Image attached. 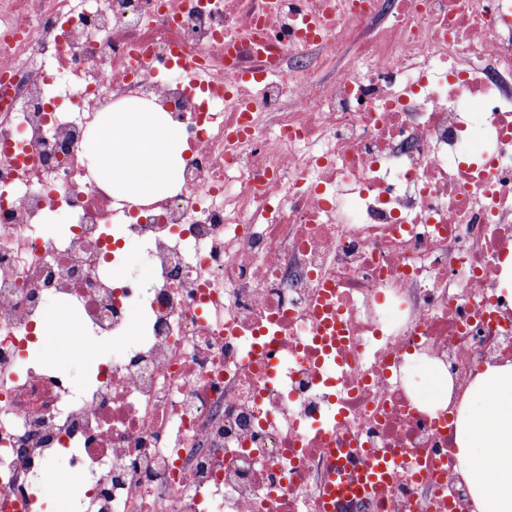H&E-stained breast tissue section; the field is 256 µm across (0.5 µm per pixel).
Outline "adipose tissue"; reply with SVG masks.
I'll use <instances>...</instances> for the list:
<instances>
[{
	"mask_svg": "<svg viewBox=\"0 0 512 512\" xmlns=\"http://www.w3.org/2000/svg\"><path fill=\"white\" fill-rule=\"evenodd\" d=\"M185 143L158 108L137 99L103 113L87 143L98 183L129 201L176 188ZM454 469L472 512H512V360L475 371L456 406Z\"/></svg>",
	"mask_w": 512,
	"mask_h": 512,
	"instance_id": "adipose-tissue-1",
	"label": "adipose tissue"
}]
</instances>
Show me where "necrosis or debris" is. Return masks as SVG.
I'll use <instances>...</instances> for the list:
<instances>
[{
  "label": "necrosis or debris",
  "mask_w": 512,
  "mask_h": 512,
  "mask_svg": "<svg viewBox=\"0 0 512 512\" xmlns=\"http://www.w3.org/2000/svg\"><path fill=\"white\" fill-rule=\"evenodd\" d=\"M125 99L187 140L169 196L91 174ZM511 251L512 0H0V512L60 458L75 512H324L368 455L375 512H471L406 357L512 356ZM54 302L112 344L79 389L27 355ZM123 263L142 280L151 277V268L145 260L143 248L136 242L128 243L124 250Z\"/></svg>",
  "instance_id": "1"
}]
</instances>
